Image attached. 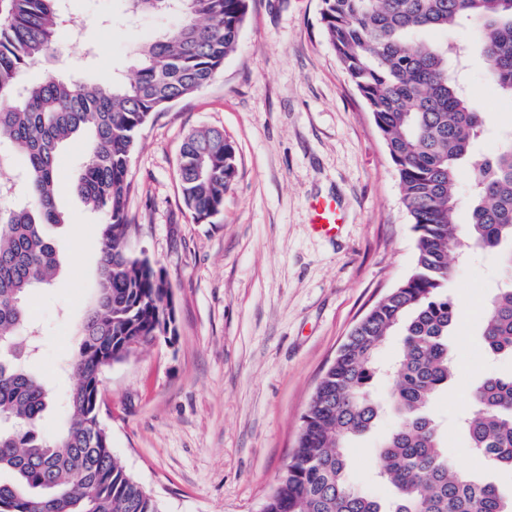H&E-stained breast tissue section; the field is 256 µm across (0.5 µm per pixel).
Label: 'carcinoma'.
Returning a JSON list of instances; mask_svg holds the SVG:
<instances>
[{
	"instance_id": "carcinoma-1",
	"label": "carcinoma",
	"mask_w": 512,
	"mask_h": 512,
	"mask_svg": "<svg viewBox=\"0 0 512 512\" xmlns=\"http://www.w3.org/2000/svg\"><path fill=\"white\" fill-rule=\"evenodd\" d=\"M62 0H0V140L24 158L25 202L0 205V512H161L158 499L125 469L97 417L103 362L126 359L132 342L160 333L169 283L149 257L126 249L131 155L140 130L160 112L206 86L234 52L248 0H127L134 13L173 14L176 27L137 50L129 80L88 84L49 75L23 88L21 73L52 56ZM329 44L386 145L416 234L411 274L376 302L350 332L317 384L286 469L264 512H512V497L448 464L432 399L448 388V344L458 303L448 295L452 256L475 244L499 256L512 282V140L470 170L469 220L456 222L461 164L484 133L482 113L451 71L456 50L420 41L426 29L470 23L488 78L512 95V0H321ZM78 135L88 160L76 173L86 206L105 223L97 238L95 302L79 328L69 366L75 384L68 422L42 432L53 402L30 369L38 351L25 300L50 287L60 261L45 232L62 224L55 196L61 147ZM178 179L183 202L200 222L224 208L238 176L224 132L186 136ZM402 336L390 367L401 425L382 445L380 475L396 490L388 503L348 482L347 444L370 431L380 406L374 378L387 338ZM489 357H512V286L501 289L481 322ZM468 451L512 470V373L486 377L470 393Z\"/></svg>"
}]
</instances>
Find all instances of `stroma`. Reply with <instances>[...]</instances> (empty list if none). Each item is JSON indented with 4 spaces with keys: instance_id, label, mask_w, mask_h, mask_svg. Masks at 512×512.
I'll return each mask as SVG.
<instances>
[{
    "instance_id": "35a3bbf8",
    "label": "stroma",
    "mask_w": 512,
    "mask_h": 512,
    "mask_svg": "<svg viewBox=\"0 0 512 512\" xmlns=\"http://www.w3.org/2000/svg\"><path fill=\"white\" fill-rule=\"evenodd\" d=\"M79 29L62 27L59 48L28 68L83 81L128 75L138 47L176 19L133 15L126 0H65ZM321 0H249L238 49L207 86L144 125L130 163L129 249L161 266L176 308L174 340L142 346L101 374L100 417L126 470L156 496L162 512H261L286 467L314 389L352 327L412 271L416 236L398 178L371 112L341 69L321 23ZM462 81L486 123L471 158L512 137V96L471 56ZM223 130L238 153V178L223 210L195 222L184 206L178 157L186 135ZM83 142L61 155L50 227L61 261L53 287L27 304L40 331L33 370L54 402L42 424L57 434L67 420L74 380L67 370L77 328L97 291L95 248L101 215L78 194ZM335 200V236L311 226L312 200ZM503 285L495 256L474 247L450 269L448 288L465 310L449 343L455 372L432 409L444 425L448 459L459 470L512 494V471L466 449L458 420L469 391L487 374L512 372V360L485 356L483 308ZM393 385L371 391L387 409L376 430L347 450L349 480L380 499L381 439L400 425L389 408Z\"/></svg>"
}]
</instances>
